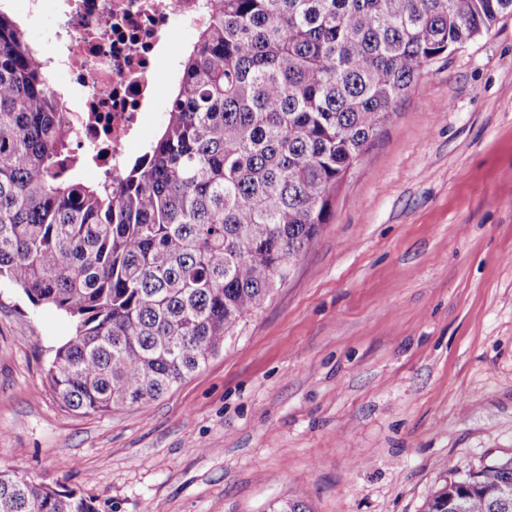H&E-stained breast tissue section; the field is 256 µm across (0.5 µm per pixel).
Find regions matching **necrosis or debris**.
Wrapping results in <instances>:
<instances>
[{
  "label": "necrosis or debris",
  "mask_w": 512,
  "mask_h": 512,
  "mask_svg": "<svg viewBox=\"0 0 512 512\" xmlns=\"http://www.w3.org/2000/svg\"><path fill=\"white\" fill-rule=\"evenodd\" d=\"M205 0H64L59 65L83 90L82 142L99 168L119 173L157 95L156 67L174 22L206 23Z\"/></svg>",
  "instance_id": "4bbe7bcc"
}]
</instances>
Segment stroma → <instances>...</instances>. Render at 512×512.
<instances>
[{"label":"stroma","instance_id":"obj_1","mask_svg":"<svg viewBox=\"0 0 512 512\" xmlns=\"http://www.w3.org/2000/svg\"><path fill=\"white\" fill-rule=\"evenodd\" d=\"M45 60L58 0H0ZM71 321L0 282V465L95 512H421L512 458V17L431 65L286 281L159 398L78 414ZM451 479H445L425 500L422 512H448L447 494L443 493L445 488L452 494L450 505L453 504L454 508H462L461 499H457L454 492H451L452 485L449 484ZM457 500V501H456Z\"/></svg>","mask_w":512,"mask_h":512}]
</instances>
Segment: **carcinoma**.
Masks as SVG:
<instances>
[{
	"mask_svg": "<svg viewBox=\"0 0 512 512\" xmlns=\"http://www.w3.org/2000/svg\"><path fill=\"white\" fill-rule=\"evenodd\" d=\"M160 133L88 183L81 113L0 9V278L74 332L47 379L110 413L196 371L282 284L397 99L512 0H210ZM512 459L473 473L463 512H512ZM443 481L422 512H448ZM0 512H93L0 468ZM270 512H310L282 499Z\"/></svg>",
	"mask_w": 512,
	"mask_h": 512,
	"instance_id": "1",
	"label": "carcinoma"
}]
</instances>
